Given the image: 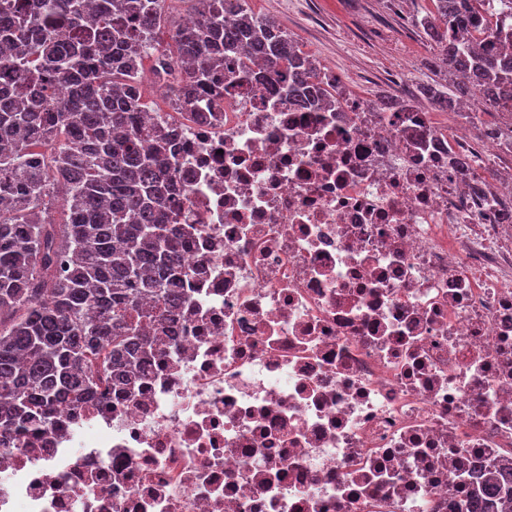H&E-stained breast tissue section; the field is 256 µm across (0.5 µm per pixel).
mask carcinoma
I'll return each instance as SVG.
<instances>
[{
    "mask_svg": "<svg viewBox=\"0 0 512 512\" xmlns=\"http://www.w3.org/2000/svg\"><path fill=\"white\" fill-rule=\"evenodd\" d=\"M198 2L200 24L171 35L179 72L159 56L156 75L204 98L224 61L245 55L299 106L334 103L310 57L245 0ZM482 2L435 0L424 29L480 102L512 109V58L481 47L502 34L475 19ZM163 24L159 0H0V448L54 424L58 401L93 392L94 361L135 370L161 344L145 326L166 327L189 299L185 241L166 223L171 138L144 125L138 76ZM427 94L459 111L452 93ZM505 506L512 490L495 481L459 512Z\"/></svg>",
    "mask_w": 512,
    "mask_h": 512,
    "instance_id": "cac0c4a2",
    "label": "carcinoma"
}]
</instances>
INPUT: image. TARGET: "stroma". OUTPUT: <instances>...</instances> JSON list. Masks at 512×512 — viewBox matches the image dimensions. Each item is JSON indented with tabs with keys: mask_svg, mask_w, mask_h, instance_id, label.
<instances>
[{
	"mask_svg": "<svg viewBox=\"0 0 512 512\" xmlns=\"http://www.w3.org/2000/svg\"><path fill=\"white\" fill-rule=\"evenodd\" d=\"M245 7L273 19L319 68L344 75L361 98L409 97L436 80L458 81L416 24L435 14L434 0H246Z\"/></svg>",
	"mask_w": 512,
	"mask_h": 512,
	"instance_id": "stroma-1",
	"label": "stroma"
}]
</instances>
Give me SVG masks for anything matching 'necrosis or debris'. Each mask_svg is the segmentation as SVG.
Here are the masks:
<instances>
[{
	"mask_svg": "<svg viewBox=\"0 0 512 512\" xmlns=\"http://www.w3.org/2000/svg\"><path fill=\"white\" fill-rule=\"evenodd\" d=\"M225 64L167 124L189 301L130 385L0 452V512H458L512 479V183L468 126Z\"/></svg>",
	"mask_w": 512,
	"mask_h": 512,
	"instance_id": "1",
	"label": "necrosis or debris"
}]
</instances>
